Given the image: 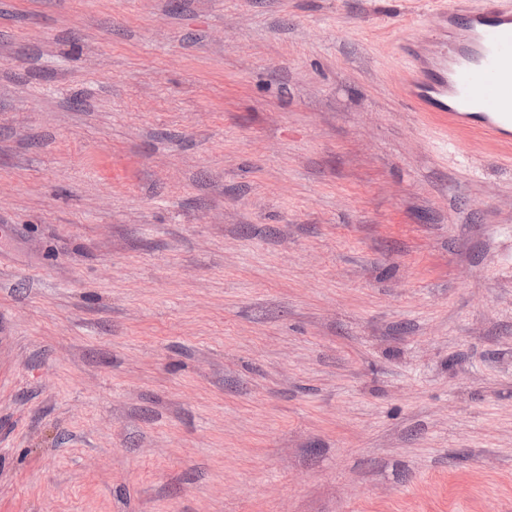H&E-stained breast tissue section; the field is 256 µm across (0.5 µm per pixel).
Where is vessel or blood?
<instances>
[{"label": "vessel or blood", "instance_id": "b4317fda", "mask_svg": "<svg viewBox=\"0 0 512 512\" xmlns=\"http://www.w3.org/2000/svg\"><path fill=\"white\" fill-rule=\"evenodd\" d=\"M430 56L403 50L402 99L439 122L451 149L475 143L512 163V0H446Z\"/></svg>", "mask_w": 512, "mask_h": 512}]
</instances>
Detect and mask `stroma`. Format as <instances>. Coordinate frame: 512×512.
<instances>
[{
    "mask_svg": "<svg viewBox=\"0 0 512 512\" xmlns=\"http://www.w3.org/2000/svg\"><path fill=\"white\" fill-rule=\"evenodd\" d=\"M436 0H0V512H512V165L398 93Z\"/></svg>",
    "mask_w": 512,
    "mask_h": 512,
    "instance_id": "35a3bbf8",
    "label": "stroma"
}]
</instances>
